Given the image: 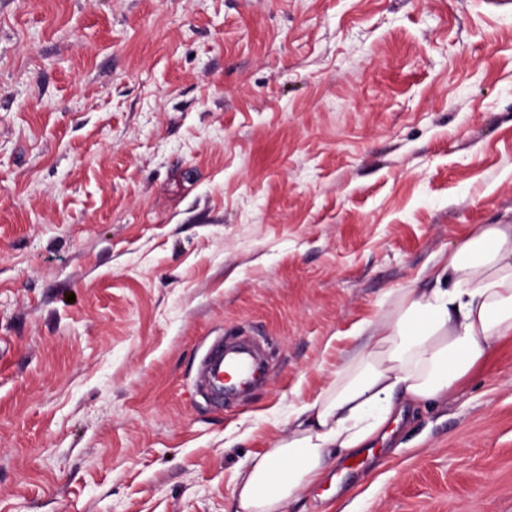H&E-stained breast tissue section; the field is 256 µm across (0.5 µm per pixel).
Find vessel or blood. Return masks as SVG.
Segmentation results:
<instances>
[{
	"mask_svg": "<svg viewBox=\"0 0 512 512\" xmlns=\"http://www.w3.org/2000/svg\"><path fill=\"white\" fill-rule=\"evenodd\" d=\"M269 371L264 339L230 333L209 344L196 386L212 406L221 408L254 388Z\"/></svg>",
	"mask_w": 512,
	"mask_h": 512,
	"instance_id": "1",
	"label": "vessel or blood"
}]
</instances>
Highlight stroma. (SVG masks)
<instances>
[{"instance_id":"35a3bbf8","label":"stroma","mask_w":512,"mask_h":512,"mask_svg":"<svg viewBox=\"0 0 512 512\" xmlns=\"http://www.w3.org/2000/svg\"><path fill=\"white\" fill-rule=\"evenodd\" d=\"M481 224H512V0H0V512H232ZM238 330L271 374L216 409ZM288 512H512V343ZM269 371L264 339L230 333L209 344L199 364L196 386L212 406L223 408L254 388Z\"/></svg>"}]
</instances>
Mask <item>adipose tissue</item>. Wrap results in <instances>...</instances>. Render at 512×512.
Returning a JSON list of instances; mask_svg holds the SVG:
<instances>
[{"mask_svg": "<svg viewBox=\"0 0 512 512\" xmlns=\"http://www.w3.org/2000/svg\"><path fill=\"white\" fill-rule=\"evenodd\" d=\"M429 279L388 293L383 312L360 327L355 355L252 461L234 512H288L338 456L387 438L405 406L447 400L512 341V224L478 226L436 257Z\"/></svg>", "mask_w": 512, "mask_h": 512, "instance_id": "1", "label": "adipose tissue"}]
</instances>
